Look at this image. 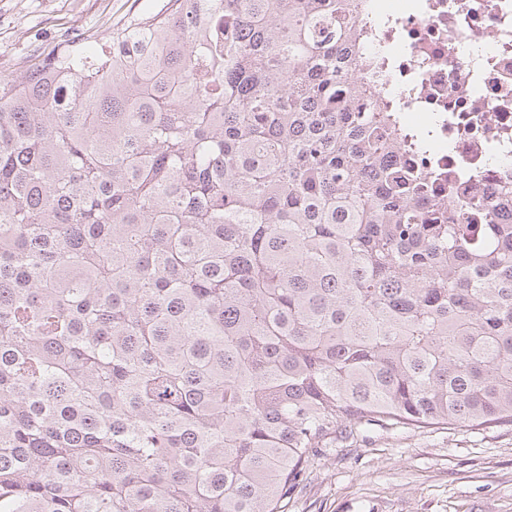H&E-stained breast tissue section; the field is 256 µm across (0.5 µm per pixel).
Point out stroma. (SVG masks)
Returning <instances> with one entry per match:
<instances>
[{"label":"stroma","instance_id":"35a3bbf8","mask_svg":"<svg viewBox=\"0 0 512 512\" xmlns=\"http://www.w3.org/2000/svg\"><path fill=\"white\" fill-rule=\"evenodd\" d=\"M168 0H0V84L16 80L80 32L113 28ZM287 512H512V423L475 429L361 426L319 449Z\"/></svg>","mask_w":512,"mask_h":512}]
</instances>
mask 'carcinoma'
<instances>
[{"instance_id":"cac0c4a2","label":"carcinoma","mask_w":512,"mask_h":512,"mask_svg":"<svg viewBox=\"0 0 512 512\" xmlns=\"http://www.w3.org/2000/svg\"><path fill=\"white\" fill-rule=\"evenodd\" d=\"M354 0H169L0 85V512H285L362 424L512 423V224L429 194Z\"/></svg>"}]
</instances>
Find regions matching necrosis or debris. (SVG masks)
I'll list each match as a JSON object with an SVG mask.
<instances>
[{
	"label": "necrosis or debris",
	"mask_w": 512,
	"mask_h": 512,
	"mask_svg": "<svg viewBox=\"0 0 512 512\" xmlns=\"http://www.w3.org/2000/svg\"><path fill=\"white\" fill-rule=\"evenodd\" d=\"M382 92L431 171L433 194L486 199L512 187V0H362Z\"/></svg>",
	"instance_id": "1"
}]
</instances>
